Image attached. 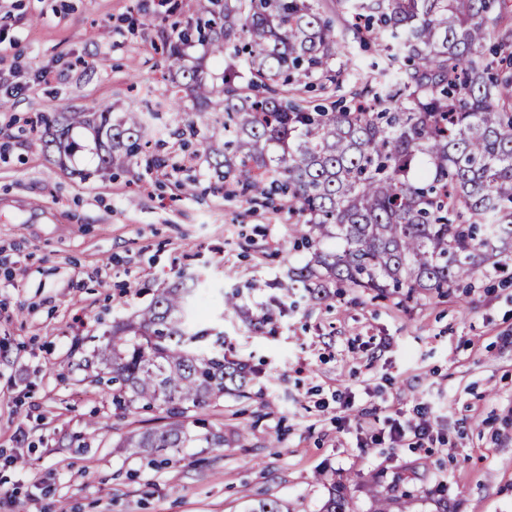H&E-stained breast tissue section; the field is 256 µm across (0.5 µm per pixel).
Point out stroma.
Returning a JSON list of instances; mask_svg holds the SVG:
<instances>
[{"mask_svg":"<svg viewBox=\"0 0 512 512\" xmlns=\"http://www.w3.org/2000/svg\"><path fill=\"white\" fill-rule=\"evenodd\" d=\"M197 10L198 0H0V512H240L273 496L320 512L334 486L356 512L406 490L416 512L442 500L448 512H512V258L445 297L302 299L271 332L223 313L233 287L260 313L268 293L255 281L307 255L287 213L227 194L196 155L212 113L187 96L168 105L164 48ZM149 99L163 104L150 139L169 166L146 154L100 171L83 129L66 167L45 146L42 117L103 103L138 111ZM189 178L193 197L179 187ZM181 274L199 282L203 324L223 330L225 354L253 375L247 397L205 413L223 447L151 456L117 442L159 427L162 412L115 409L101 352L113 323ZM423 402L441 407L429 447L387 437L392 421L418 423Z\"/></svg>","mask_w":512,"mask_h":512,"instance_id":"1","label":"stroma"}]
</instances>
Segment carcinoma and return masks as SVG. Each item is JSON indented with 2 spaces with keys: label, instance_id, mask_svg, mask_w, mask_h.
Instances as JSON below:
<instances>
[{
  "label": "carcinoma",
  "instance_id": "carcinoma-1",
  "mask_svg": "<svg viewBox=\"0 0 512 512\" xmlns=\"http://www.w3.org/2000/svg\"><path fill=\"white\" fill-rule=\"evenodd\" d=\"M353 39L375 40L385 68L357 78L350 100L312 105L300 92L341 87L356 62L315 0H199L196 31L215 58L232 46L246 74L224 68L221 84L189 75L198 110L223 107L199 152L232 194L285 210L308 260L275 283V307L304 290L331 289L412 299L469 288L512 254V0H339ZM179 32L170 65L182 69ZM59 164L72 132L101 140L105 170L123 168L149 144L143 112H61L48 120ZM196 289L183 279L112 326V404L165 411L160 428L129 432L118 447L144 452L221 448L224 433L199 414L229 391L244 397L247 364L227 359L224 332L199 328ZM224 311L250 323L240 290L221 294ZM241 512H290L288 501L247 500ZM322 512H355L331 488Z\"/></svg>",
  "mask_w": 512,
  "mask_h": 512
}]
</instances>
